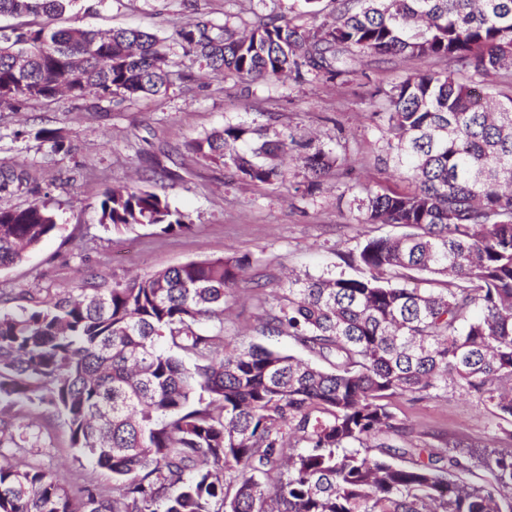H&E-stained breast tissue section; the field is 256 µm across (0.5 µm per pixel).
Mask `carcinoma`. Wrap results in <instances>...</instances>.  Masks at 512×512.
<instances>
[{
  "label": "carcinoma",
  "mask_w": 512,
  "mask_h": 512,
  "mask_svg": "<svg viewBox=\"0 0 512 512\" xmlns=\"http://www.w3.org/2000/svg\"><path fill=\"white\" fill-rule=\"evenodd\" d=\"M74 0H0V15L62 14ZM314 28L283 16L239 29L196 16L176 36L207 74L240 79L355 73L364 55L445 58L470 73L406 77L375 113L384 163L415 189H364L372 237L344 263L355 276L297 275L261 332L312 360L251 345L224 354V311L249 260L220 257L112 282L88 272L78 297L0 309V447L25 441L18 399L61 418L79 457L112 490L76 489L43 468L0 463V512H512V448H456L410 465L414 449L367 443L403 431L395 397L454 386L512 418V95L491 92L512 60V0H336ZM176 66L155 35L81 27H0V101L157 95ZM317 182L347 159L295 139L226 125L189 150L242 180L284 178L288 148ZM28 182L0 167V195ZM100 223L192 230L166 197L112 188ZM57 228L34 200L0 208V269ZM209 324L203 331L200 325ZM190 360L188 366L185 360ZM480 468L490 479L464 478Z\"/></svg>",
  "instance_id": "obj_1"
}]
</instances>
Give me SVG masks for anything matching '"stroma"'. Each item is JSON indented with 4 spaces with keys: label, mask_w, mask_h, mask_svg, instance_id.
Returning <instances> with one entry per match:
<instances>
[{
    "label": "stroma",
    "mask_w": 512,
    "mask_h": 512,
    "mask_svg": "<svg viewBox=\"0 0 512 512\" xmlns=\"http://www.w3.org/2000/svg\"><path fill=\"white\" fill-rule=\"evenodd\" d=\"M293 0H75L52 26L107 32L134 27L165 39L174 59L183 50L177 30L205 12L213 23H254L287 13ZM451 62L365 56L348 78L280 81L209 77L184 67L167 92L137 99L87 94L79 100L0 105V165L26 164L31 187L0 197V207L39 199L54 211L57 231L16 265L0 271V292L9 307L29 299L53 298L74 290L82 275L106 278L146 275L206 257L248 256L251 267L240 300L224 313L230 346L263 345L296 356L303 349L290 337L262 334L259 319L295 274H350L343 254L365 239L400 235L399 227L361 224L351 201L367 187L410 189L378 165L383 141L377 112L391 86L420 71L446 72ZM228 124L266 126L270 131L312 140L352 160L317 189L301 164L289 161L283 180L271 185L243 181L223 164L203 161L187 144ZM56 129L66 150L53 151L39 133ZM145 186L165 195L188 215L189 233L159 237L152 228L116 231L99 222L98 201L112 187ZM262 283L254 292L253 283ZM392 410L405 431L396 446L427 452L466 446L512 448V420L465 391L448 389L413 402L397 397ZM11 414L28 439L26 448L5 449L14 463L44 468L67 483L89 479L108 488L112 475L79 464L63 421L27 403Z\"/></svg>",
    "instance_id": "obj_1"
}]
</instances>
